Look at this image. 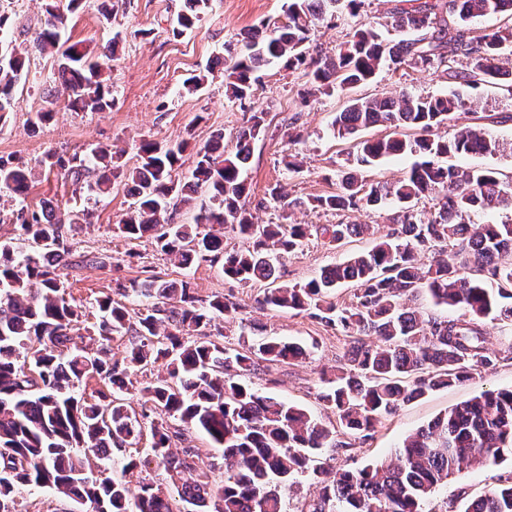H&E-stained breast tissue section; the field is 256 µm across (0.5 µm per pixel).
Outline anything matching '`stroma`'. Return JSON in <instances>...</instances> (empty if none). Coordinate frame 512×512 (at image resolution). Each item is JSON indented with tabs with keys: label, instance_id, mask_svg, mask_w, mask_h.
Here are the masks:
<instances>
[{
	"label": "stroma",
	"instance_id": "stroma-1",
	"mask_svg": "<svg viewBox=\"0 0 512 512\" xmlns=\"http://www.w3.org/2000/svg\"><path fill=\"white\" fill-rule=\"evenodd\" d=\"M285 0H212L210 9L198 24L180 36L172 26L183 0H119L110 19H103L100 0H86L69 18L63 33L69 43L103 50L113 36L121 42L107 75L115 103L104 112H70L62 105L48 106L42 85L55 67L50 54L34 47L35 33L43 17V0H0V13L9 18V35L18 49L24 50L27 69L20 81L13 111L0 115V156L12 157L29 166L50 152H86L96 146L124 149L126 163L136 160L135 146L141 139L169 144L185 143L181 157L182 173L194 167L195 153L216 133H223L226 149H233L236 135L245 118L237 105L224 95V68L214 62L225 47L236 46L239 32L263 22H284ZM396 0H365L359 19L345 18L335 24H319L311 32V48L331 51L348 40L356 21L371 23L383 37H394L389 24ZM465 61L439 65L425 71L411 66L380 70L369 83L356 88L359 96H378L401 89L416 95H443L460 92L473 99L472 112L460 113L439 128L451 138L464 126L476 125L496 138L500 150L493 156L456 155L452 165L486 167L503 175H512V95L493 86L471 89L459 85L450 73L465 68ZM204 75L202 88L193 94L182 88L185 78ZM300 80L297 74L275 64L261 74L255 100L265 109L268 133L253 145L247 173L252 200L264 197L267 189L283 187L289 198L327 195L336 190V176L345 169L354 144L334 138L330 122L347 103L343 93L319 96L309 106L297 98ZM54 108L53 119L33 126L35 112ZM300 132V143H293L291 132ZM299 153L300 171L286 170L283 159ZM131 199L123 187H115L109 196L92 204L89 226L72 238L74 252L106 256L105 265H83L62 270L65 282L77 304L91 307L95 300L111 293L117 283L141 280L151 275L170 282L191 281L198 295H219L239 304V319L221 321L219 329L237 339L243 322L261 326L265 336L283 341H302L311 345L310 356L302 361L274 367L271 373L254 377V384L279 398L307 409L320 422L336 423L333 412L317 398L321 388V369L338 365L347 340L334 329L325 327L309 315L260 308L263 294L259 284L244 285L225 279L219 265L200 261L181 268L156 250L150 238L127 241L114 231L125 218ZM397 204L378 210H353L343 214L321 209L284 211L267 206L257 210L262 224H282L292 220L301 224H376L388 231ZM368 237L354 238L340 247L323 239H310L303 251L289 256L280 274L283 282L305 281L328 265L343 262L349 255L370 249ZM487 345L498 356L493 370L425 397L402 404L397 412L383 420L364 443L347 450L330 451L332 471H341L368 461L390 459L396 447L410 433L427 425L436 416L471 398L484 389L512 387V328L483 322ZM512 475V463L490 470L465 469L456 473L448 485L437 489L428 500L426 512H458L459 493L476 495Z\"/></svg>",
	"mask_w": 512,
	"mask_h": 512
}]
</instances>
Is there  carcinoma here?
I'll list each match as a JSON object with an SVG mask.
<instances>
[{
    "instance_id": "carcinoma-1",
    "label": "carcinoma",
    "mask_w": 512,
    "mask_h": 512,
    "mask_svg": "<svg viewBox=\"0 0 512 512\" xmlns=\"http://www.w3.org/2000/svg\"><path fill=\"white\" fill-rule=\"evenodd\" d=\"M364 0H288L287 21L267 23L240 33V48L224 58L225 96L248 117L232 151L216 134L196 152L191 174L181 176L184 144L168 147L143 139L137 163L98 146L88 153L49 154L41 160L57 172L72 194L97 197L119 184L132 198L130 211L116 225L129 241L145 236L183 268L196 260L221 263L224 277L239 283L263 282L261 304L271 309L305 312L348 340L344 363L322 373L319 399L336 415L330 429L304 408L267 394L250 376L303 358L298 343L239 335L220 342L208 332L238 306L219 297H200L191 283L175 285L157 276L119 283L116 294L140 302L130 321L124 303L108 295L96 300L97 321L89 339L94 348L70 346L88 314L76 304L60 279V268L106 264L102 256L72 260L69 236L88 223L85 208H61L51 200L26 203L31 172L0 156V187L15 198L9 221L15 238L0 242V512H18L21 489H49L65 496L70 512H285L279 484L300 477L319 487L308 512H423L436 488L462 469H485L512 458V389H488L456 405L407 437L387 462L329 472L318 460L324 448H347L338 433L364 442L382 420L405 402L430 391L469 380L488 371L495 359L479 321L490 317L512 326V220L469 224L477 210H511L512 178L488 168L445 165L450 155L492 156L499 142L476 126H466L448 140L435 130L458 112L472 111L458 94L417 96L407 91L382 97H351L331 124L340 140L381 126L383 137L358 139L349 171L336 192L307 200H287L279 186L267 200L282 207H307L343 213L380 208L389 200L401 207L388 232L374 247L326 266L304 282H279L278 268L313 237L336 246L351 237L375 234L372 224H258L246 199L245 178L253 143L268 129L267 112L256 105L259 73L282 63L300 74L307 89L300 104L335 89L349 91L368 83L387 67L432 69L463 57L469 67L451 74L476 89L509 77L502 67L512 52V0H428L392 11L391 26L408 34L383 38L359 22L350 39L332 52L313 56L307 42L312 27L343 10L360 14ZM83 0H68L61 10L46 0L45 16L34 47L55 55L57 72L43 96L54 104L67 94L75 112H103L114 97L104 64L79 43H61L68 14ZM210 0H184L172 34L181 35L200 20ZM467 22L486 15H506L507 24L475 34L448 27L444 9ZM8 17L0 14V112L13 110L14 93L24 63L6 46ZM416 154L420 161L399 179L369 183L365 168L391 156ZM209 197L197 201L198 190ZM438 199L428 214L416 209L423 198ZM197 209L192 224L173 222L178 206ZM238 239L231 246L230 238ZM431 255L429 263L421 257ZM355 288L353 301L339 306L337 288ZM425 292L437 306L457 309L453 319L424 318L409 302ZM378 337L369 343L366 336ZM124 345V356H110V343ZM152 377L138 390L140 411L129 394L130 373ZM194 431L220 454L224 480L198 471L199 449L186 446ZM147 443L139 449L138 445ZM143 452L175 487L164 493L139 476ZM112 466V475L93 474L95 462ZM464 512H512V477L472 499Z\"/></svg>"
}]
</instances>
